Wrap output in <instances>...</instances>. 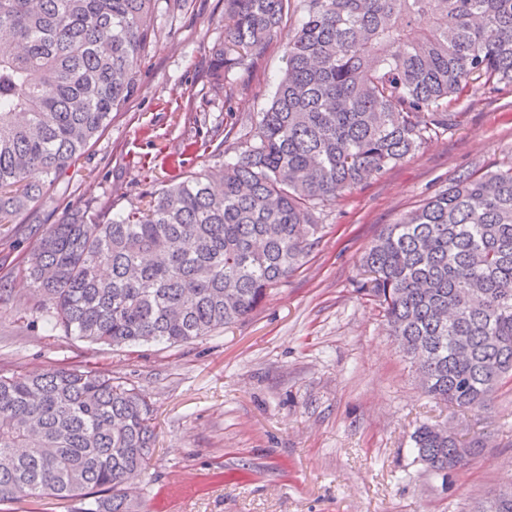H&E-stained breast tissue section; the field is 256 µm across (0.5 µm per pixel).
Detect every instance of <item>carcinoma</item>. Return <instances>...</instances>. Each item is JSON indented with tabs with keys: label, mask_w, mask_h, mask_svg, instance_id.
Returning <instances> with one entry per match:
<instances>
[{
	"label": "carcinoma",
	"mask_w": 512,
	"mask_h": 512,
	"mask_svg": "<svg viewBox=\"0 0 512 512\" xmlns=\"http://www.w3.org/2000/svg\"><path fill=\"white\" fill-rule=\"evenodd\" d=\"M287 68L236 159L170 181L145 209L85 208L26 268L46 323L92 344L221 333L322 238L313 213L448 126L475 85L512 84V0H300ZM215 86L267 45L291 0H228ZM155 0H0V224L31 209L138 88ZM360 266L425 395L481 408L512 383V165L468 170L367 246ZM151 404L81 366L0 374V504L140 512ZM416 459L446 479L484 447L422 423ZM472 512H512V486ZM76 503L55 498L20 499L0 504V512H72Z\"/></svg>",
	"instance_id": "obj_1"
}]
</instances>
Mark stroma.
I'll use <instances>...</instances> for the list:
<instances>
[{
    "instance_id": "1",
    "label": "stroma",
    "mask_w": 512,
    "mask_h": 512,
    "mask_svg": "<svg viewBox=\"0 0 512 512\" xmlns=\"http://www.w3.org/2000/svg\"><path fill=\"white\" fill-rule=\"evenodd\" d=\"M226 8L157 0L135 95L42 204L0 224V374L79 365L134 385L158 433L135 490L141 512H469L512 483V389L479 410L424 396L364 290L360 256L461 170L512 161V86L471 90L431 142L317 211L322 238L303 266L224 332L116 348L42 322L21 270L48 225L85 207H146L172 161L197 173L222 164L267 108L302 13L291 8L219 89L212 55L224 44ZM191 139L201 150L185 151ZM424 422L487 446L441 482L414 460L410 435Z\"/></svg>"
}]
</instances>
